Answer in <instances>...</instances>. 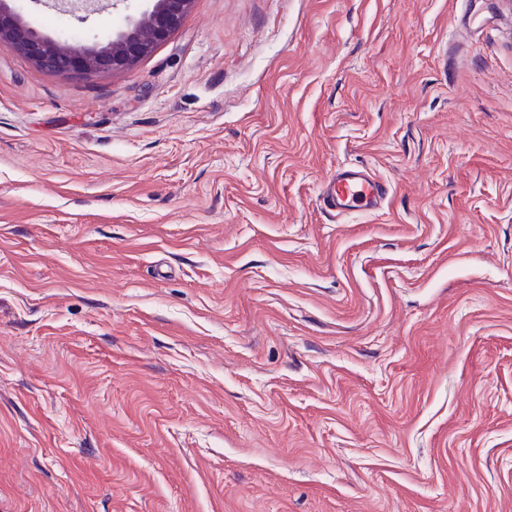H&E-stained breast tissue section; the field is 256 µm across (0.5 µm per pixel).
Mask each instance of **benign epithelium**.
<instances>
[{
	"label": "benign epithelium",
	"instance_id": "7a95c632",
	"mask_svg": "<svg viewBox=\"0 0 512 512\" xmlns=\"http://www.w3.org/2000/svg\"><path fill=\"white\" fill-rule=\"evenodd\" d=\"M193 0H151L148 7L115 37L80 49L52 41L22 23L0 4V46L30 57L41 69L90 75L121 71L147 56L179 26Z\"/></svg>",
	"mask_w": 512,
	"mask_h": 512
}]
</instances>
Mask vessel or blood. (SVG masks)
Returning a JSON list of instances; mask_svg holds the SVG:
<instances>
[{"label": "vessel or blood", "mask_w": 512, "mask_h": 512, "mask_svg": "<svg viewBox=\"0 0 512 512\" xmlns=\"http://www.w3.org/2000/svg\"><path fill=\"white\" fill-rule=\"evenodd\" d=\"M388 195L387 184L375 174L355 168L336 170L322 195L326 209L342 214L379 209Z\"/></svg>", "instance_id": "b4317fda"}]
</instances>
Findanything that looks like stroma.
<instances>
[{"instance_id":"35a3bbf8","label":"stroma","mask_w":512,"mask_h":512,"mask_svg":"<svg viewBox=\"0 0 512 512\" xmlns=\"http://www.w3.org/2000/svg\"><path fill=\"white\" fill-rule=\"evenodd\" d=\"M12 6L77 45L145 2ZM348 166L380 210L324 208ZM0 512H512V0L0 48ZM148 7L115 37L73 49L63 41H52L22 23L0 4V46L30 57L41 69L90 75L121 71L147 56L179 26L193 0H151Z\"/></svg>"}]
</instances>
